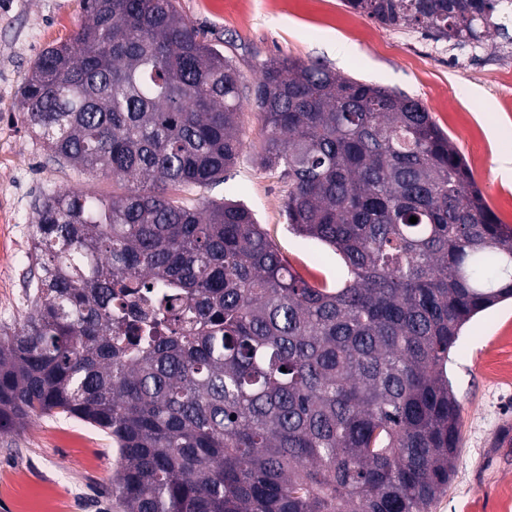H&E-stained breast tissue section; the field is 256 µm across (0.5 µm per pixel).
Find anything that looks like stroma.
<instances>
[{"label":"stroma","mask_w":512,"mask_h":512,"mask_svg":"<svg viewBox=\"0 0 512 512\" xmlns=\"http://www.w3.org/2000/svg\"><path fill=\"white\" fill-rule=\"evenodd\" d=\"M210 43L233 46L246 84L258 61L285 54L318 61L418 99L464 157L498 220L512 227V45L487 35L480 47L451 48L417 28H387L343 0H177ZM84 18L82 0H0V326L17 327L36 274L28 252L35 201L53 189L118 192L111 177L50 159L24 120L21 88L47 47L67 40ZM246 148L237 166L243 201L290 265L309 283L335 280L342 261L320 242L289 232L277 177L254 160L262 122L245 108ZM460 404L463 446L447 492L431 512H503L512 503V302L467 324L448 358ZM112 442L74 418H42L0 432V512H113Z\"/></svg>","instance_id":"obj_1"}]
</instances>
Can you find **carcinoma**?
Returning <instances> with one entry per match:
<instances>
[{
  "label": "carcinoma",
  "instance_id": "1",
  "mask_svg": "<svg viewBox=\"0 0 512 512\" xmlns=\"http://www.w3.org/2000/svg\"><path fill=\"white\" fill-rule=\"evenodd\" d=\"M452 46L512 0H346ZM44 50L23 115L60 164L110 198L35 207L38 269L0 331V429L78 418L112 439L117 512H431L462 443L448 355L512 299V229L417 100L273 56L248 90L175 0H83ZM256 163L286 187L288 229L348 275L312 285L225 185L243 106ZM417 217V223L409 222Z\"/></svg>",
  "mask_w": 512,
  "mask_h": 512
}]
</instances>
